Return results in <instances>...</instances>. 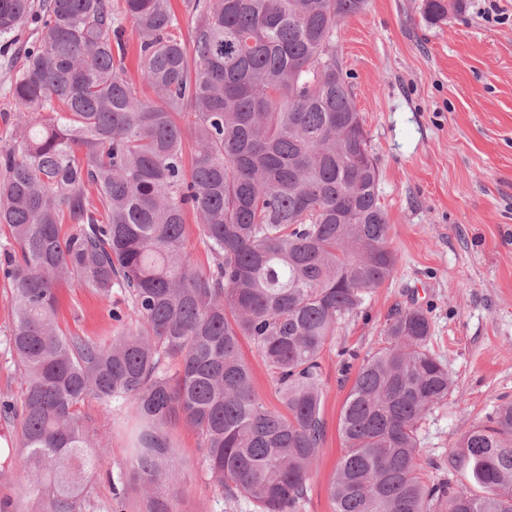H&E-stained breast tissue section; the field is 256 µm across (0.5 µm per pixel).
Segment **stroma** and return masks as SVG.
Wrapping results in <instances>:
<instances>
[{"label":"stroma","mask_w":512,"mask_h":512,"mask_svg":"<svg viewBox=\"0 0 512 512\" xmlns=\"http://www.w3.org/2000/svg\"><path fill=\"white\" fill-rule=\"evenodd\" d=\"M490 1L463 0L462 11L431 25L423 0H366L341 23L336 54L379 167L399 262L325 346L327 434L301 512H332L330 481L343 454L338 424L354 380L341 373L339 353L350 350L352 366H360L381 347L396 306L427 310L431 347L450 379L447 402L421 423L425 478L448 477V455L461 436L493 406L512 401V0H494L507 15L501 24L484 16ZM9 296L0 276V399L21 394L9 350ZM58 297L66 334L104 343L125 329L110 317L123 305L120 294L107 302L74 283ZM80 410L103 446L86 491L109 512L110 477L130 465L138 420L125 409L105 414L91 398ZM167 431L186 463L176 483L179 512H255L247 500L230 503L219 494L193 428L179 420Z\"/></svg>","instance_id":"obj_1"}]
</instances>
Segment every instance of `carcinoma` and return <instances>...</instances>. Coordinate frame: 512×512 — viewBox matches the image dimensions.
Masks as SVG:
<instances>
[{
    "label": "carcinoma",
    "instance_id": "cac0c4a2",
    "mask_svg": "<svg viewBox=\"0 0 512 512\" xmlns=\"http://www.w3.org/2000/svg\"><path fill=\"white\" fill-rule=\"evenodd\" d=\"M190 42L171 0H0V39L35 43L10 76L18 138L0 148L3 274L24 468L36 512H94L87 398L140 421L131 465L112 479L141 512H177L185 467L166 431L180 415L228 500L300 512L327 426L322 353L343 316L394 274L398 254L379 171L336 55L341 22L364 0H186ZM462 0H425L436 24ZM137 35L125 65L122 18ZM191 137V174L185 139ZM193 213L208 268L185 246ZM72 230L62 232L63 225ZM124 295L134 326L108 344L56 324L58 287ZM266 363L283 413L257 396L240 338ZM427 312L395 308L383 346L359 368L339 419L344 454L333 512H512V402L495 406L448 455L453 487L420 474L419 428L448 399Z\"/></svg>",
    "mask_w": 512,
    "mask_h": 512
}]
</instances>
